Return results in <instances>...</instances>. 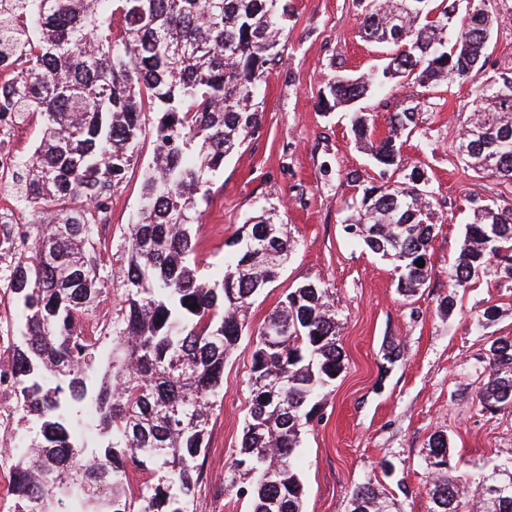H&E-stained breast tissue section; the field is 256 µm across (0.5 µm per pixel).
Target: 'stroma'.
I'll return each instance as SVG.
<instances>
[{"mask_svg": "<svg viewBox=\"0 0 512 512\" xmlns=\"http://www.w3.org/2000/svg\"><path fill=\"white\" fill-rule=\"evenodd\" d=\"M294 17L271 66L261 103V128L213 179L202 215L191 227L194 257L205 274L224 270L229 241L261 208L275 206L294 240L287 263L246 311L249 331L224 365V391L209 427L203 475L190 512H249L246 499L225 494L224 477L239 455L250 402L254 331L289 289L314 281L331 290L341 312L344 369L316 399L298 454L305 512H347L352 487L375 476L394 512H429L424 464L430 436L447 434L452 459L480 477L512 459V412L482 408L477 393L487 350L512 336V283L486 269L471 287L449 289L448 271L465 236L472 199L512 207V183L465 167L457 144L471 112L475 86L464 81L430 89L396 87L372 92L358 110L384 136L393 112L419 99V127L403 147L409 167L423 172L433 191L439 224L428 251L431 269L414 296L397 291L392 262L371 253L344 230L355 189L350 179L378 175L358 144L344 108L326 110L323 91L339 75L380 71L388 47L363 40L360 0H292ZM512 70V0H496L491 40L480 80ZM145 142L137 164L112 196L99 225L114 273L96 309L118 316L123 290L118 271L129 246L128 226L139 207L142 171L151 162ZM454 296L452 312L440 311ZM497 306L498 319L476 327V316ZM35 423L23 421L12 393L0 395V512H15L7 448L31 445Z\"/></svg>", "mask_w": 512, "mask_h": 512, "instance_id": "stroma-1", "label": "stroma"}]
</instances>
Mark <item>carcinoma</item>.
Masks as SVG:
<instances>
[{
    "mask_svg": "<svg viewBox=\"0 0 512 512\" xmlns=\"http://www.w3.org/2000/svg\"><path fill=\"white\" fill-rule=\"evenodd\" d=\"M110 3V12L102 4ZM363 37L391 48L381 74L335 79L324 105L348 106L388 80L429 88L476 81L491 39V0H363ZM293 17L291 0H0V63L16 75L0 84V113L38 114L42 135L21 157L11 190L31 220L25 248L0 288L21 310L24 331L0 368L38 440L13 458L17 512H188L202 476L224 364L238 344L253 296L274 281L293 240L278 210L251 218L217 279L195 261L189 225L214 175L260 126L259 92ZM156 114L146 124L145 115ZM419 113H392L374 138L355 112L358 141L376 166L403 179L365 187L345 229L395 263L397 290L422 288L439 217L428 182L405 173L403 145ZM466 166L512 181V72L477 86L467 124ZM154 138L122 271L124 306L110 323L93 318L105 293L106 242L95 237L112 194ZM490 266L512 283V208H473L464 248L450 271L466 288ZM195 309H190V306ZM339 312L329 289L306 282L286 295L256 334L250 404L239 457L224 490L251 512H304L296 450L310 401L343 368ZM112 354L92 373L103 340ZM478 400L512 409V336L493 341ZM86 427L100 438L77 445ZM448 438L429 441L435 477L430 512H512V462L471 479L451 463ZM349 512H392L372 478L354 486Z\"/></svg>",
    "mask_w": 512,
    "mask_h": 512,
    "instance_id": "1",
    "label": "carcinoma"
}]
</instances>
